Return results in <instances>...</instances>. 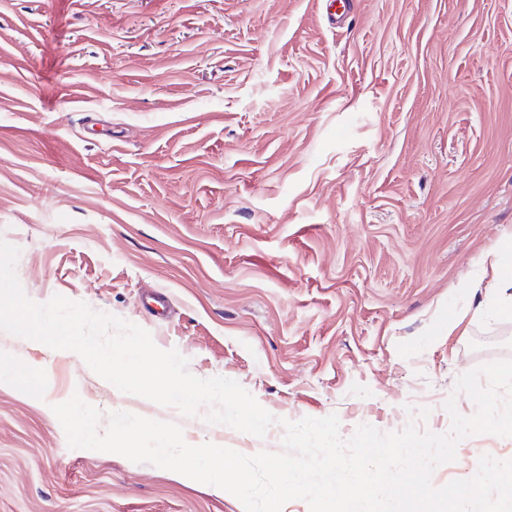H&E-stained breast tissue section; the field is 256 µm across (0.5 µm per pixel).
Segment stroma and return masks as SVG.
<instances>
[{"mask_svg":"<svg viewBox=\"0 0 512 512\" xmlns=\"http://www.w3.org/2000/svg\"><path fill=\"white\" fill-rule=\"evenodd\" d=\"M0 240L31 301L136 324L276 419L188 418L0 331V512H244L69 448L74 396L246 455L332 413L346 439L447 432L448 397L476 411L458 377L512 360V312L463 285L512 275V0H351L334 26L324 0H0ZM484 455L512 437L461 441L433 485Z\"/></svg>","mask_w":512,"mask_h":512,"instance_id":"stroma-1","label":"stroma"}]
</instances>
